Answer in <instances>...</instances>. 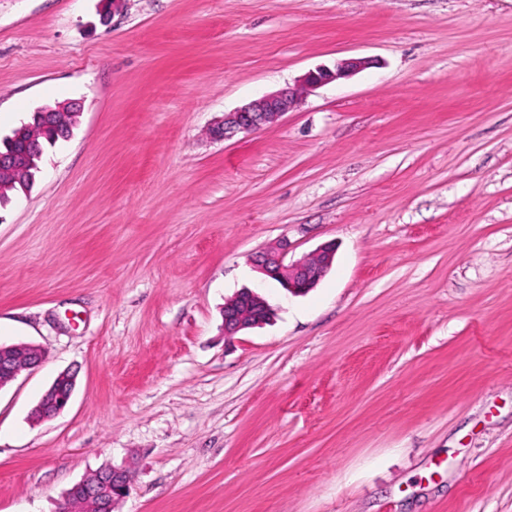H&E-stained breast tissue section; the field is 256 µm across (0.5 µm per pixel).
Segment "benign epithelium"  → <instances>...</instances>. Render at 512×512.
<instances>
[{
	"instance_id": "obj_1",
	"label": "benign epithelium",
	"mask_w": 512,
	"mask_h": 512,
	"mask_svg": "<svg viewBox=\"0 0 512 512\" xmlns=\"http://www.w3.org/2000/svg\"><path fill=\"white\" fill-rule=\"evenodd\" d=\"M368 64L369 61L364 58H350L338 62L333 69L318 67L311 70L293 87L264 95L224 113L223 119L213 128V132L216 137L225 140L240 132L260 130L294 110L304 93L333 81L348 78ZM81 110L82 105L78 100H68L40 108V111L51 116L65 112L79 114ZM288 251V242L284 241L264 252L257 260V269L263 275L277 280L288 293L308 291L332 265L333 248L329 244L320 247L309 256L290 261L287 260ZM223 315L224 334L233 336L245 328V314L240 312L236 304L230 302L224 305ZM41 359V350L35 346H28V352L21 356L18 354V346L0 344V389L15 380L22 370L37 365ZM74 386V378L70 373L59 374L35 407L40 419H48L59 414L69 403ZM131 478V471L127 467L106 465L73 486L66 494L59 512H72V503L77 498L96 503L98 512H112V504L127 494Z\"/></svg>"
}]
</instances>
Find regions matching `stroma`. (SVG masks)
Returning <instances> with one entry per match:
<instances>
[{
	"label": "stroma",
	"instance_id": "obj_1",
	"mask_svg": "<svg viewBox=\"0 0 512 512\" xmlns=\"http://www.w3.org/2000/svg\"><path fill=\"white\" fill-rule=\"evenodd\" d=\"M99 9L0 0V138L83 103L0 207V343L43 351L0 389V512H56L108 463L114 512H512V0ZM284 238L335 248L306 294L252 266ZM254 286L274 319L225 335ZM368 64L369 61L365 58H350L338 62L334 69L318 67L308 71L299 84L264 95L234 111L224 113L223 119L213 128V132L217 138L225 140L240 132L261 130L275 123L285 113L294 110L304 93L333 81L348 78ZM74 386V378L70 373L59 374L34 409L40 420L59 414L69 403Z\"/></svg>",
	"mask_w": 512,
	"mask_h": 512
}]
</instances>
